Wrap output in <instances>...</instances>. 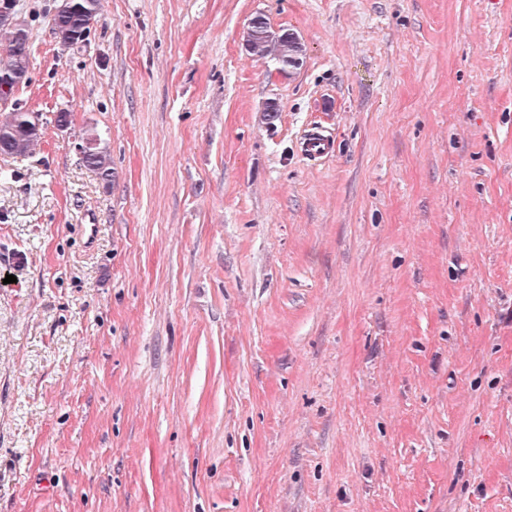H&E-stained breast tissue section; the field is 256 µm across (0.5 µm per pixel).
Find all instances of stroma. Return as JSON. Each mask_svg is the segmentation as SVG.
I'll return each mask as SVG.
<instances>
[{"instance_id":"stroma-1","label":"stroma","mask_w":512,"mask_h":512,"mask_svg":"<svg viewBox=\"0 0 512 512\" xmlns=\"http://www.w3.org/2000/svg\"><path fill=\"white\" fill-rule=\"evenodd\" d=\"M18 4L0 512H512V0ZM68 2V8L51 17V27L59 43L70 47L80 39L85 40L90 26L99 12L100 0H61ZM16 31L24 32L27 39V46H20L16 40ZM29 30L25 20L21 19L17 11L16 24L14 27H0V63L7 60L16 69L25 73L22 83L0 81V98L10 99L14 108L11 112H3V119L0 120V156L15 157L31 152L40 138V127L34 126L31 112L23 111L13 100L17 88L26 83L29 79ZM4 84L8 88L3 87ZM253 19L258 21L256 35L251 40L247 51L260 58H271L279 64V70L288 73L287 70L289 58L297 55L300 46H297L293 40V34L287 30H281L280 33L271 31L267 19L262 16H255ZM302 152L305 158L316 161L327 157L330 136L325 131H311L303 138ZM82 162L86 167L93 170L104 183H111L112 159L106 150H100L95 145L92 151L82 159Z\"/></svg>"}]
</instances>
